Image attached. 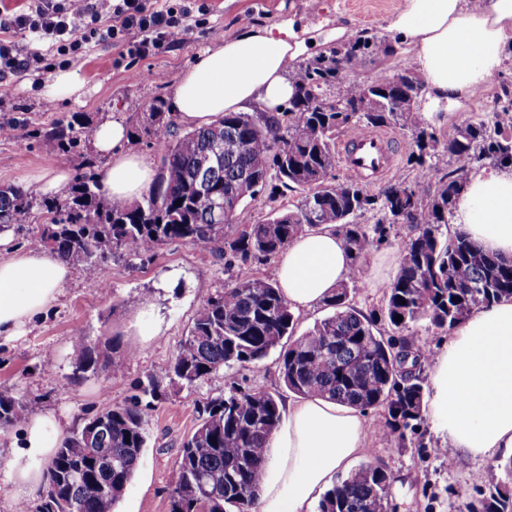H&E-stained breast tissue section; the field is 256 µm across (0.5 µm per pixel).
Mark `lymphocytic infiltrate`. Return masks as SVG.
<instances>
[{
	"label": "lymphocytic infiltrate",
	"mask_w": 512,
	"mask_h": 512,
	"mask_svg": "<svg viewBox=\"0 0 512 512\" xmlns=\"http://www.w3.org/2000/svg\"><path fill=\"white\" fill-rule=\"evenodd\" d=\"M205 12V5L183 0H38L34 10L0 19V75L29 69L44 50L75 56L92 43H110L131 60H145L183 40ZM20 31L35 34L39 47L19 52L13 36Z\"/></svg>",
	"instance_id": "lymphocytic-infiltrate-1"
}]
</instances>
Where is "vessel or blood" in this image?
<instances>
[{"instance_id":"b4317fda","label":"vessel or blood","mask_w":512,"mask_h":512,"mask_svg":"<svg viewBox=\"0 0 512 512\" xmlns=\"http://www.w3.org/2000/svg\"><path fill=\"white\" fill-rule=\"evenodd\" d=\"M388 143V136L376 131L352 132L339 144L338 159L351 177L370 183L394 169Z\"/></svg>"}]
</instances>
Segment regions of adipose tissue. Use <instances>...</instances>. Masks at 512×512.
<instances>
[{
  "label": "adipose tissue",
  "instance_id": "adipose-tissue-1",
  "mask_svg": "<svg viewBox=\"0 0 512 512\" xmlns=\"http://www.w3.org/2000/svg\"><path fill=\"white\" fill-rule=\"evenodd\" d=\"M389 28L416 52L428 111L444 112L498 74L512 41V0H403ZM306 51L290 27L247 25L196 56L176 85L172 108L198 125L259 106L278 111L296 94L286 73ZM128 143L117 120L100 123L93 135L95 151L106 159L101 185L110 197L131 202L145 193L155 171ZM456 217L460 231L484 249L512 256V170L471 174ZM350 263L341 233L325 225L281 252L277 282L290 305L310 309L346 280ZM70 276L69 265L45 249L0 258V335H15L52 307ZM426 407L453 454L489 459L512 452V301L475 311L449 335ZM60 427L50 414L26 423L24 458L5 472L17 497L45 487V476L31 463L53 455ZM366 427L354 408L319 397L289 401L268 443L257 512H314L336 473L364 451Z\"/></svg>",
  "mask_w": 512,
  "mask_h": 512
}]
</instances>
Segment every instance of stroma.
I'll list each match as a JSON object with an SVG mask.
<instances>
[{
  "mask_svg": "<svg viewBox=\"0 0 512 512\" xmlns=\"http://www.w3.org/2000/svg\"><path fill=\"white\" fill-rule=\"evenodd\" d=\"M210 14L193 27L186 42L175 43L142 62L121 56L110 44L90 46L83 55L68 59L50 54L39 69L0 77V97L10 112H0V122L15 120L14 137L0 139V187L36 188L35 181L51 165L52 142L33 137L36 129L47 130L62 119L80 117L87 130L106 120L131 124L149 111L156 98L172 100L175 85L194 57L222 44L243 24L279 26L292 24L298 39L309 42L306 60L345 50L354 41L379 37L390 45L388 52L367 58L347 70L353 81L375 78L380 72L397 73L417 68L410 46L389 30L388 21L402 0H206ZM68 70L84 85L80 98L56 102L45 111V87L53 75ZM164 73L165 82L152 80ZM498 81L478 89L461 105L435 113L431 122L437 139L433 160L440 172L449 169L445 144L456 126L484 118L502 98L503 85H512V43L507 44ZM401 229L363 264L353 303L362 311L379 308L382 291L370 280L400 257ZM237 265L217 258L209 248L183 242L162 246L148 260L112 259L104 265L74 267L57 302L36 315L22 335L0 338V391L35 394L41 409L58 418L61 434H68L81 418L120 404L135 395L138 381L158 370L172 357L187 334L196 310L209 298L231 285ZM84 329L91 338L112 337L116 346L100 377L70 381L72 335ZM270 392L281 390L275 357H268L260 370L236 367L220 372L196 387L168 388L166 396L147 401V444L135 475L117 506L118 512H169V481L182 441L199 424L198 409L223 396L228 378ZM366 455L384 461L395 478L396 512H465L473 489L470 477L489 467V460L463 454L452 463L414 448L396 449L381 431V415L369 411ZM21 427L0 429V512H16L26 504L38 512L43 493L18 501L3 473L21 453Z\"/></svg>",
  "mask_w": 512,
  "mask_h": 512,
  "instance_id": "1",
  "label": "stroma"
}]
</instances>
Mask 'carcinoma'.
I'll return each mask as SVG.
<instances>
[{
    "label": "carcinoma",
    "instance_id": "cac0c4a2",
    "mask_svg": "<svg viewBox=\"0 0 512 512\" xmlns=\"http://www.w3.org/2000/svg\"><path fill=\"white\" fill-rule=\"evenodd\" d=\"M389 50L382 40H359L348 53L347 67L364 54ZM297 88L282 116L226 112L211 124L181 128L154 100L151 111L130 128L132 141L162 144L158 174L134 202L112 203L96 178L89 158L64 199L41 198L30 189L0 188V232L45 216L37 243L77 266L110 257H153L168 242L201 244L220 257L239 261L234 283L195 313L188 334L159 373H150L139 391L153 399L163 384L192 387L235 366H259L278 352L285 389L297 396L322 397L362 412L378 410L383 430L397 447L425 448L423 404L429 347L413 328L428 322L451 333L474 311L512 299V259L485 251L457 231L442 228L452 219L471 169L512 168V131L498 119L509 105L482 119L455 127L446 149L453 168L436 178L432 160L434 133L420 112L336 111L363 101L358 83L339 74L336 58L323 56L291 71ZM376 79L380 88L396 87L418 95L412 72ZM335 86V100L316 103L321 86ZM410 132L416 150L408 161L415 177L390 183L368 194L354 180H340L336 167V136L381 127ZM59 154L71 156L86 147L90 134L78 117L56 122L46 131ZM236 145L218 157L215 143ZM270 188H301L305 195L293 210L272 209L261 223L251 222L248 201ZM224 203V223L212 222L211 202ZM182 201L176 205V201ZM378 205L389 216L368 227L356 221L360 201ZM409 224L402 238L397 275L383 289V305L365 313L351 304L357 278L341 283L324 303L330 314L312 329L296 334V319L276 282L252 265L270 260L299 234L334 224L343 235L358 271L367 256L388 240L399 214ZM405 303H400V300ZM403 320L397 322L394 317ZM109 340H93L82 332L72 340L71 379L103 374L109 363ZM282 397L244 387L233 380L224 397L207 402L197 429L182 442L170 481L171 512H255L267 463L268 442L281 423ZM37 396L0 392V427H12L38 410ZM147 420L141 398L111 405L63 437L46 468L48 490L41 512H116L147 444ZM112 458V471L98 473L90 460ZM494 480L473 475L477 498L467 512H512V458L490 466ZM393 475L379 458H368L338 479L318 504V512H394Z\"/></svg>",
    "mask_w": 512,
    "mask_h": 512
}]
</instances>
